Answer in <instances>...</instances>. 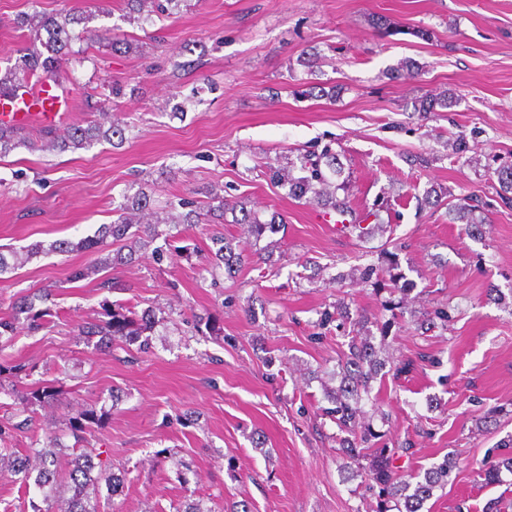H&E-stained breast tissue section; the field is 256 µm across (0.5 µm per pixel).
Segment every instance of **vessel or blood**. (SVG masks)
Instances as JSON below:
<instances>
[{
  "mask_svg": "<svg viewBox=\"0 0 512 512\" xmlns=\"http://www.w3.org/2000/svg\"><path fill=\"white\" fill-rule=\"evenodd\" d=\"M72 102L58 81L46 79L0 93V127H53L70 112Z\"/></svg>",
  "mask_w": 512,
  "mask_h": 512,
  "instance_id": "obj_1",
  "label": "vessel or blood"
}]
</instances>
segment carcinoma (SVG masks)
<instances>
[{"instance_id": "1", "label": "carcinoma", "mask_w": 512, "mask_h": 512, "mask_svg": "<svg viewBox=\"0 0 512 512\" xmlns=\"http://www.w3.org/2000/svg\"><path fill=\"white\" fill-rule=\"evenodd\" d=\"M126 17L140 25H153L155 18L152 11H144V7L156 0H123ZM83 17L67 8L53 15L34 10L23 13L17 19V27L22 31L26 43V53L20 56L14 67L0 75V92L17 84L39 81L43 78H57L59 72L72 60L75 52L72 43L81 38L75 32V26L81 24ZM92 109L109 119V127H104L96 120H80L67 128L63 137L55 134L52 129L38 131L32 135L18 129H0V156L12 151L19 145L32 149L37 141H46L51 147L65 152L78 147H89L101 141L118 142L125 140V128L119 118H112V100L104 94L97 100ZM273 176L288 186L290 194L298 199L321 206L327 212L345 215L348 206V179L343 177V170L337 160L336 152L326 145L321 152H304L297 155V161L288 166L273 170ZM156 189L147 185L133 195H123L120 204L113 208L117 218L110 224H102L92 236H87L74 243L62 239L44 247L37 242L26 249L29 256L54 252L59 254L72 251L100 252L107 247L118 244L120 249L112 254L109 262L122 264L133 261L138 253L148 248L156 238L163 235L159 224H184L193 227L197 224H222L224 211L236 209V205L221 197L218 193L210 194L209 201L196 205L186 213L176 217L159 220L155 218L157 211L153 208ZM476 206L460 204L455 208V219L469 225L474 233L483 230V224L475 221L473 212ZM242 217L238 223L246 228L248 237L254 242L280 232L284 225L282 218L273 213L269 218H261L259 212L240 209ZM244 249L235 241L225 237L212 239L210 247L209 271L216 276L222 271L231 272L245 263ZM403 275L398 272V265L390 257L381 258V266L369 269L366 283L375 293L384 292L388 297L383 301L385 310L391 317L381 324V337H386L397 320L404 316L405 285L401 284ZM52 291L45 288L34 299H23L16 304V315L0 318V347L7 344L14 334L16 316L26 315L29 326L37 330L41 320L50 315V308L35 309V302L43 304L50 301ZM349 307L338 302L334 311L325 310L320 313L318 326L325 327L335 319H350ZM155 314L150 311L138 312L133 307H103L101 319L96 323L81 326L79 335L86 341L98 337L97 344L106 348L112 347V340L119 338L127 342H137L142 348L149 346V338L143 337L145 331L151 329ZM386 363L378 357L373 343L364 336H354L348 343V352L339 364L337 377L339 385L326 395L331 406L323 409L325 415L331 417L343 436L339 437V447L349 457L360 456V446L375 448L372 463L365 470L366 478L376 490V510L374 512H390L396 507L397 512H421L424 503L433 496L437 487L448 483L455 461L446 458L416 475H402L395 470L393 461L396 455L405 450L398 446L389 448L382 444L383 434L374 429L373 423L360 419L361 403L369 397L371 382L385 375ZM100 418L93 411L78 409L69 418L68 424L72 432H85L92 425L99 423ZM32 418L27 416L15 422L8 418L0 422V441H6L14 432L29 429ZM63 448L57 443V437H47L45 445L38 449H30V453L19 457L13 453L8 455L0 452V468L8 465L12 471L23 475V481L33 482L42 494L45 507L37 512H97L88 488L99 490L101 477L93 475L94 459L101 456L96 448H84L70 460L68 469L61 470L59 456ZM65 476H60V472ZM512 474V454H506L494 460L486 461L479 469V478L484 485L494 484L501 480L502 473ZM66 488L71 496L66 500V507L57 506L59 487Z\"/></svg>"}]
</instances>
